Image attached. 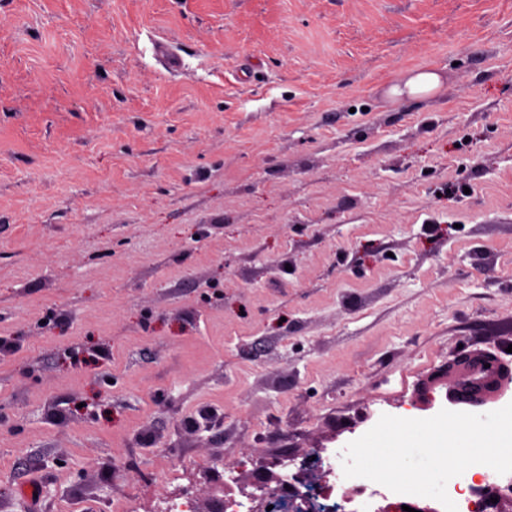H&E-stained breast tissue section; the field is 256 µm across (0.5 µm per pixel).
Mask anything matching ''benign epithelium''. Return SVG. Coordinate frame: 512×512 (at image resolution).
Listing matches in <instances>:
<instances>
[{"mask_svg":"<svg viewBox=\"0 0 512 512\" xmlns=\"http://www.w3.org/2000/svg\"><path fill=\"white\" fill-rule=\"evenodd\" d=\"M504 364L506 360L496 353H462L446 368L432 374L423 387V401L430 404L435 400L434 383L442 377L448 382V402L463 405L469 412L480 414L494 402L496 392L507 390L508 384L512 383V376L505 371ZM493 497L498 502H491ZM473 512H512V501L499 497L495 487L486 486L481 490Z\"/></svg>","mask_w":512,"mask_h":512,"instance_id":"7a95c632","label":"benign epithelium"}]
</instances>
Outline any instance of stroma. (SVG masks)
<instances>
[{
    "instance_id": "obj_1",
    "label": "stroma",
    "mask_w": 512,
    "mask_h": 512,
    "mask_svg": "<svg viewBox=\"0 0 512 512\" xmlns=\"http://www.w3.org/2000/svg\"><path fill=\"white\" fill-rule=\"evenodd\" d=\"M1 334L0 512H267L447 408L512 345V0H0ZM441 87V78L437 72L427 69H416L410 72L404 83L392 85L388 94L393 97L429 96L437 93ZM481 351H488L493 355L484 352H465L446 368L432 374L423 387V401L431 404L435 400L432 390L435 381L441 377L448 382V403L463 405L470 413L481 414L503 391L511 389V386H506L510 384L511 377L502 366L511 361H506L492 351ZM485 364H490V367H485Z\"/></svg>"
}]
</instances>
